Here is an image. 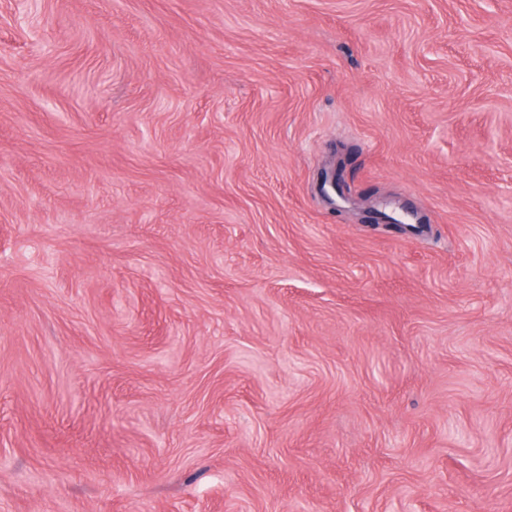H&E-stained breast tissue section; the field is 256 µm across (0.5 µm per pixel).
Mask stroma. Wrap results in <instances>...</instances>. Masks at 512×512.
I'll list each match as a JSON object with an SVG mask.
<instances>
[{
  "label": "stroma",
  "instance_id": "35a3bbf8",
  "mask_svg": "<svg viewBox=\"0 0 512 512\" xmlns=\"http://www.w3.org/2000/svg\"><path fill=\"white\" fill-rule=\"evenodd\" d=\"M0 512H512V0H0Z\"/></svg>",
  "mask_w": 512,
  "mask_h": 512
}]
</instances>
